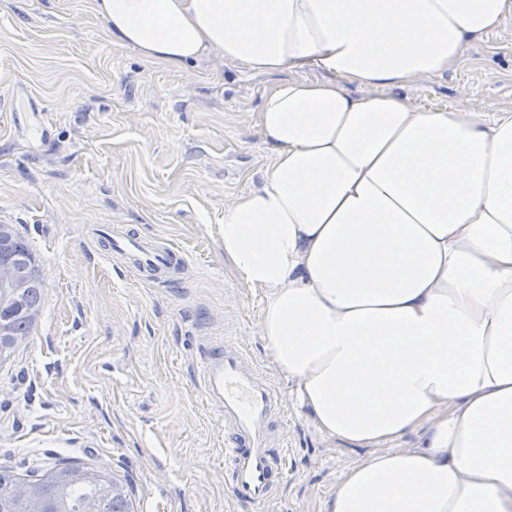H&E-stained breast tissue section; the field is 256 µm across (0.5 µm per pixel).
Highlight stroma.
<instances>
[{"mask_svg":"<svg viewBox=\"0 0 512 512\" xmlns=\"http://www.w3.org/2000/svg\"><path fill=\"white\" fill-rule=\"evenodd\" d=\"M274 82L218 55L146 62L112 43L93 0H0V224L29 241L46 285L32 335L0 363V467L105 470L132 512H244L224 485V421L194 373L207 342L231 337L281 391L288 478L274 512H326L366 452L298 404L219 233L225 203L263 183L255 119ZM398 92L418 107H512V24ZM35 107L52 124L44 142ZM91 224L162 239L187 264L166 288L139 279L97 259Z\"/></svg>","mask_w":512,"mask_h":512,"instance_id":"obj_1","label":"stroma"}]
</instances>
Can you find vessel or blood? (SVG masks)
Segmentation results:
<instances>
[{"label":"vessel or blood","instance_id":"1","mask_svg":"<svg viewBox=\"0 0 512 512\" xmlns=\"http://www.w3.org/2000/svg\"><path fill=\"white\" fill-rule=\"evenodd\" d=\"M89 234L101 258L126 257L140 278L160 285L172 281L186 262L174 247L119 224L97 225ZM196 379L205 404L224 419V481L233 502L265 512L278 501L287 478L286 450L270 431L280 404L276 386L236 343L203 351Z\"/></svg>","mask_w":512,"mask_h":512}]
</instances>
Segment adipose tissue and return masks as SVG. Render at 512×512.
I'll return each instance as SVG.
<instances>
[{"label": "adipose tissue", "mask_w": 512, "mask_h": 512, "mask_svg": "<svg viewBox=\"0 0 512 512\" xmlns=\"http://www.w3.org/2000/svg\"><path fill=\"white\" fill-rule=\"evenodd\" d=\"M149 62L279 80L224 255L317 430L369 449L327 512H512V108L395 88L503 31L512 0H94ZM425 429L418 448L388 449Z\"/></svg>", "instance_id": "obj_1"}]
</instances>
